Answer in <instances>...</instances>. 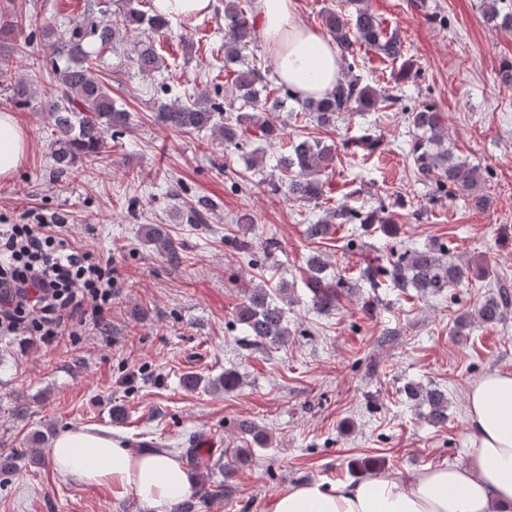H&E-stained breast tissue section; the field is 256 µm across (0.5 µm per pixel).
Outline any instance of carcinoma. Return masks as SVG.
<instances>
[{
    "label": "carcinoma",
    "mask_w": 512,
    "mask_h": 512,
    "mask_svg": "<svg viewBox=\"0 0 512 512\" xmlns=\"http://www.w3.org/2000/svg\"><path fill=\"white\" fill-rule=\"evenodd\" d=\"M251 0H225L224 3V68L232 73V98L239 103L241 112L224 115L221 104L206 92L182 101L157 102V122L171 130L192 133L212 128L220 140L228 146L240 149L247 128L259 123V118L246 112L255 109L259 98H265L267 109L277 110L288 100L301 106L305 118L320 127L336 123L345 112L371 111L387 98L376 89L361 83L360 79L346 74L336 83L330 97L323 100L301 99L292 94L286 83L272 86L268 79L270 67L262 65L244 52L257 41V29L248 16ZM497 0L486 3L485 21L489 24L502 19L501 26L512 27V14L499 17ZM354 6V11L326 9L322 25L336 43L340 56L347 61V68H356L357 49L364 48L392 62H401V78L409 80L415 75L412 66L405 61L404 43L394 33L387 32L383 22L365 5V0H344ZM142 0H124V4L111 15L96 14L89 9L73 18L67 26L55 33L46 26L44 31L54 37L56 59L52 61L55 88L44 108L49 115L51 173L59 178L74 173L84 163L91 165L109 160L108 139L120 135L129 127L130 113L118 108L112 94L97 70V58L120 41V36L131 30H142L143 38L134 44L133 63L147 76L159 71L164 61L156 47L154 36L171 27V20L156 11L153 5L141 9ZM23 23L19 15L0 2V45L10 48L12 54L22 53ZM9 99L17 106L29 107L34 100L31 83L18 78L8 86ZM406 120L414 131L410 155L420 180L430 184V195L446 198L458 192L470 196L473 206H486V196L481 193L483 174L479 167L455 156L448 145L444 116L431 102H422L407 109ZM261 124V123H259ZM268 141L280 138V129L274 124H261ZM334 160V149L319 141H296L291 150L279 157V175L267 185L273 194L284 193L292 200L311 201L321 195L320 175ZM381 224L385 232L392 233L390 218L375 211L362 213L351 206L338 207L325 218L307 226V234L313 239H324L331 225ZM144 238L158 245L171 258L177 252L168 233L159 225L145 227ZM447 250L437 244L423 248H407L402 253H390L385 265L367 269L359 279L370 287L379 286L382 276L394 288H414L420 295H440L447 288L471 278L470 267L445 259ZM326 263L313 257L308 261L306 285L311 293L313 307L326 311L336 305V288L339 283L325 276ZM291 290L281 282L271 290L259 284L244 293V301L238 309L236 323L245 336L246 344L262 346L265 343L282 342L288 337V303ZM508 296L503 292L500 299L489 298L476 309L478 319L494 324L502 321L507 313ZM210 388L233 390L241 385L240 375L229 370L208 382ZM406 399L427 407L426 418L440 425L448 422V393L439 387L427 388L419 384L403 387ZM250 441L264 446L269 436L262 428L249 421L238 424Z\"/></svg>",
    "instance_id": "cac0c4a2"
}]
</instances>
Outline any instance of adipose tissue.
I'll use <instances>...</instances> for the list:
<instances>
[{
	"label": "adipose tissue",
	"mask_w": 512,
	"mask_h": 512,
	"mask_svg": "<svg viewBox=\"0 0 512 512\" xmlns=\"http://www.w3.org/2000/svg\"><path fill=\"white\" fill-rule=\"evenodd\" d=\"M254 11L279 81L302 96L327 97L339 77L335 44L303 22L293 0H255ZM26 144L15 116L1 112V180L16 173ZM466 416L472 443L467 465L427 467L410 480L297 483L276 495L271 512H512V372L495 370L472 381ZM50 455L60 474L133 493L143 512H169L192 491L193 481L177 460L131 452L108 431H61Z\"/></svg>",
	"instance_id": "ef3b65f1"
}]
</instances>
